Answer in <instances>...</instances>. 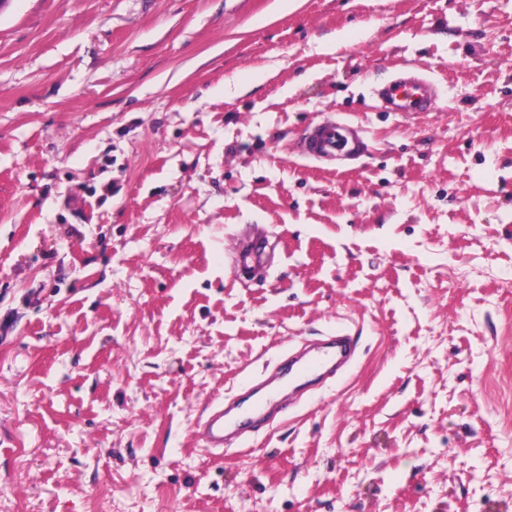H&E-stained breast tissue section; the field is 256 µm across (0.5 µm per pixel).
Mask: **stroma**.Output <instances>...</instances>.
Returning a JSON list of instances; mask_svg holds the SVG:
<instances>
[{"label":"stroma","mask_w":512,"mask_h":512,"mask_svg":"<svg viewBox=\"0 0 512 512\" xmlns=\"http://www.w3.org/2000/svg\"><path fill=\"white\" fill-rule=\"evenodd\" d=\"M408 68L434 109L381 111ZM1 326L0 512H512V0H5ZM339 328L348 376L196 438ZM359 147L354 129L344 122L322 121L304 133L299 151L306 157H336L354 153ZM266 252V240L257 236L244 241L238 250V261L241 267L251 269L263 265Z\"/></svg>","instance_id":"35a3bbf8"}]
</instances>
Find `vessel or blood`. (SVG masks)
Returning a JSON list of instances; mask_svg holds the SVG:
<instances>
[{"instance_id":"b4317fda","label":"vessel or blood","mask_w":512,"mask_h":512,"mask_svg":"<svg viewBox=\"0 0 512 512\" xmlns=\"http://www.w3.org/2000/svg\"><path fill=\"white\" fill-rule=\"evenodd\" d=\"M375 95L380 108L386 112L414 114L427 112L436 103V88L432 80L415 72L397 75ZM359 147L354 129L344 122L322 121L311 125L304 133L299 151L306 157H336L354 153ZM266 240L257 236L244 241L238 250V261L246 269L262 266ZM356 346L351 336L339 333L328 338L321 346L296 359L289 375H273L265 383L255 386L251 395L255 400L247 414H240L238 403L217 402L201 418L194 430L206 448L223 447L224 443L243 434L245 429H261L274 411H282L281 390L299 389L313 377H325L351 364Z\"/></svg>"}]
</instances>
